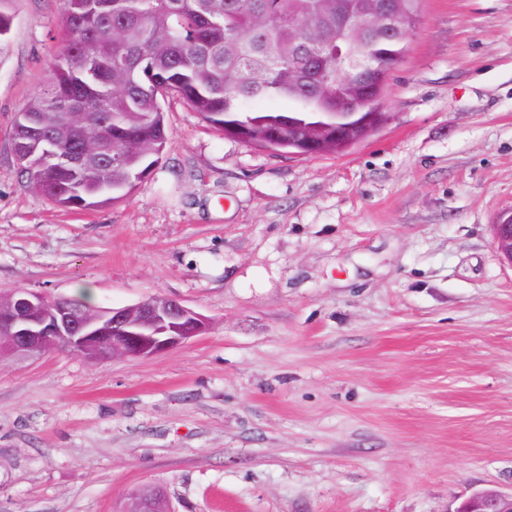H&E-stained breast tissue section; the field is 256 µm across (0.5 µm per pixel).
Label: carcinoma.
I'll list each match as a JSON object with an SVG mask.
<instances>
[{
  "mask_svg": "<svg viewBox=\"0 0 512 512\" xmlns=\"http://www.w3.org/2000/svg\"><path fill=\"white\" fill-rule=\"evenodd\" d=\"M61 0L66 36L45 86L14 122L15 147L47 142L62 156L97 155L87 169L58 160L24 167L61 209H91L124 198L157 165L168 141L161 100L175 95L219 133L246 124L293 140L310 122L315 85L288 77V46L301 44L288 19H310L321 44L336 43V11L360 0ZM281 103L257 111L252 103ZM77 101L81 112L66 118Z\"/></svg>",
  "mask_w": 512,
  "mask_h": 512,
  "instance_id": "1",
  "label": "carcinoma"
}]
</instances>
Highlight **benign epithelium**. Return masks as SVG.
Instances as JSON below:
<instances>
[{"instance_id": "1", "label": "benign epithelium", "mask_w": 512, "mask_h": 512, "mask_svg": "<svg viewBox=\"0 0 512 512\" xmlns=\"http://www.w3.org/2000/svg\"><path fill=\"white\" fill-rule=\"evenodd\" d=\"M342 26L373 33L380 40L408 42L416 27L407 26L396 0H365L359 10L342 21ZM382 69L380 56L365 57L354 64V73L368 75ZM374 88L363 86L354 97L347 82L336 83V124L327 127L333 140H305L307 156L341 144L346 135L367 124L379 129L391 121L386 112L366 114L367 100ZM494 244L512 263V225L495 224ZM8 310L0 312V357L41 356L59 341L67 349L91 360L115 356L151 357L162 354L207 330L208 320L180 302L155 298L124 308L96 307L85 311L67 298L49 300L42 294L19 288L0 296ZM126 512H171L166 497L159 491L132 500ZM457 512H512V494L495 488L483 489Z\"/></svg>"}]
</instances>
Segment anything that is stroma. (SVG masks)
<instances>
[{
    "mask_svg": "<svg viewBox=\"0 0 512 512\" xmlns=\"http://www.w3.org/2000/svg\"><path fill=\"white\" fill-rule=\"evenodd\" d=\"M59 0L0 37V290L153 297L207 318L149 358L0 360V512H457L512 491V0H421L342 154L225 137L164 103L153 172L107 206L34 189L13 120L63 42ZM125 512H171L166 497L160 492L135 497Z\"/></svg>",
    "mask_w": 512,
    "mask_h": 512,
    "instance_id": "stroma-1",
    "label": "stroma"
}]
</instances>
